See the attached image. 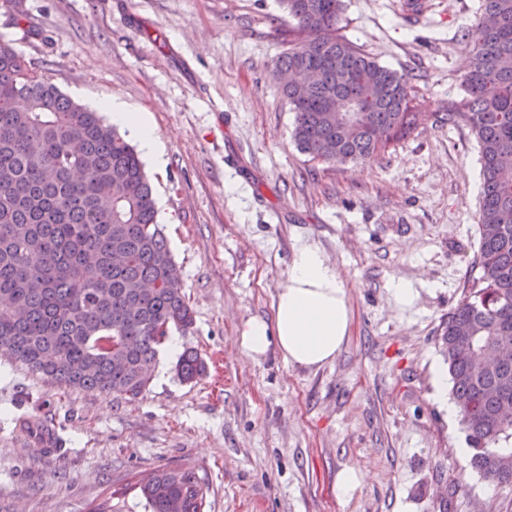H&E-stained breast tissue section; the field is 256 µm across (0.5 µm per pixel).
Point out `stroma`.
Wrapping results in <instances>:
<instances>
[{"label": "stroma", "mask_w": 512, "mask_h": 512, "mask_svg": "<svg viewBox=\"0 0 512 512\" xmlns=\"http://www.w3.org/2000/svg\"><path fill=\"white\" fill-rule=\"evenodd\" d=\"M482 0H344L338 33L412 86L416 127L371 161L301 153L274 78L290 46L278 0H23L0 41L73 100L111 95L150 119L158 220L194 311L128 401L58 387L0 354V512H85L156 468L205 474V512H512V490L471 468L466 433L436 401L440 333L478 272L479 148L439 114L464 95V35ZM343 278L350 334L321 368L254 360L238 343L272 320L299 249ZM415 290L412 304L393 295ZM204 374L181 382V350ZM46 401L62 439L41 454L12 427ZM362 471L350 494L341 473Z\"/></svg>", "instance_id": "35a3bbf8"}]
</instances>
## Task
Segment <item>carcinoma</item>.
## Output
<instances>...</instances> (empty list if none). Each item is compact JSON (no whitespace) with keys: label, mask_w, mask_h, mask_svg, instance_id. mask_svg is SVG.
I'll return each mask as SVG.
<instances>
[{"label":"carcinoma","mask_w":512,"mask_h":512,"mask_svg":"<svg viewBox=\"0 0 512 512\" xmlns=\"http://www.w3.org/2000/svg\"><path fill=\"white\" fill-rule=\"evenodd\" d=\"M280 4L298 36L276 66L300 76L282 94L302 153L370 161L415 127L407 76L337 34L343 0ZM465 39L464 97L443 120L468 125L479 146L480 274L448 311L440 339L470 465L512 488V364L490 371L483 363L484 352L512 345V0H483ZM156 215L136 148L1 41L0 349L52 384L143 395L170 332L194 323ZM204 371L192 349L175 365L186 383ZM20 418L37 430L53 425L40 404ZM139 489L144 512H204L210 486L195 468L163 466ZM88 512L131 510L114 489Z\"/></svg>","instance_id":"carcinoma-1"}]
</instances>
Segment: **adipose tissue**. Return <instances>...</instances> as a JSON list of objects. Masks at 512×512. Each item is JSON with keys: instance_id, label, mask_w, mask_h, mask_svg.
<instances>
[{"instance_id": "ef3b65f1", "label": "adipose tissue", "mask_w": 512, "mask_h": 512, "mask_svg": "<svg viewBox=\"0 0 512 512\" xmlns=\"http://www.w3.org/2000/svg\"><path fill=\"white\" fill-rule=\"evenodd\" d=\"M104 106L114 123L128 127L146 153L162 162L155 130L144 115L112 96ZM274 311L273 321L253 318L241 329L240 344L253 359L274 350L288 364L320 368L335 360L348 338L351 309L344 281L316 249L298 251Z\"/></svg>"}]
</instances>
